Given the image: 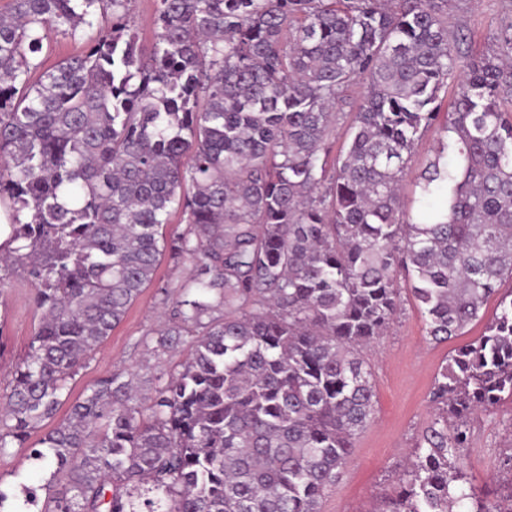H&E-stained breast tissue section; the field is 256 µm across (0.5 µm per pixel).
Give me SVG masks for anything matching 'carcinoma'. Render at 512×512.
<instances>
[{"label": "carcinoma", "instance_id": "carcinoma-1", "mask_svg": "<svg viewBox=\"0 0 512 512\" xmlns=\"http://www.w3.org/2000/svg\"><path fill=\"white\" fill-rule=\"evenodd\" d=\"M128 2L0 12V285L24 268L40 315L0 386V456L54 419L30 458L62 483L41 506L22 487L20 512H321L374 415L364 351L405 294L433 344L497 304L377 512H512L461 466L471 416L512 401V19L463 69L413 211L409 162L459 62L448 0H157L149 47ZM82 26L86 49L31 79L49 34ZM165 255L189 273L140 341L152 395L119 370L57 418ZM363 91L364 85L362 82L352 83L345 92V102L337 107L336 112H340V114H338L336 121V137L330 140L332 158L336 157L345 145L346 131L351 120L350 112H356Z\"/></svg>", "mask_w": 512, "mask_h": 512}]
</instances>
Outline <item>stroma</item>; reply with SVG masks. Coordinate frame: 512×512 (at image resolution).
<instances>
[{
    "instance_id": "1",
    "label": "stroma",
    "mask_w": 512,
    "mask_h": 512,
    "mask_svg": "<svg viewBox=\"0 0 512 512\" xmlns=\"http://www.w3.org/2000/svg\"><path fill=\"white\" fill-rule=\"evenodd\" d=\"M512 17V0H451L448 33L461 34V63L479 58L493 48L502 20ZM186 266L163 259L155 281L130 307L122 323L96 351L72 381L71 395L79 397L98 379L118 369L139 374L142 391L152 386L145 354L138 341L164 323L162 286L176 285ZM37 322L33 290L23 269H15L0 292V338L6 343L5 361L21 358ZM484 323L435 345L426 339L424 317L413 300L404 299L402 312L389 331L368 348L364 356L374 382V420L358 435L345 473L324 497L321 512H368L371 503L390 494L403 475L408 456L432 415L429 392L450 352L483 334ZM471 441L463 467L476 484L492 493L512 492V476L501 469V458L512 450V404L505 402L490 412L475 415ZM48 472L38 470L24 448L0 457V488L11 493L22 486L43 485Z\"/></svg>"
}]
</instances>
